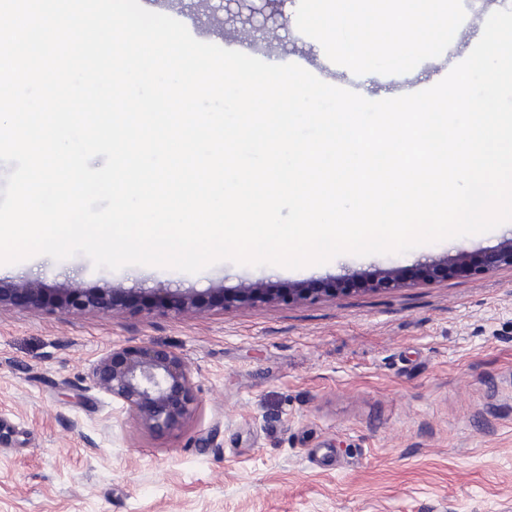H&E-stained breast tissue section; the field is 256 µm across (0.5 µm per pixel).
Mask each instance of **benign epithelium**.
Instances as JSON below:
<instances>
[{
	"mask_svg": "<svg viewBox=\"0 0 512 512\" xmlns=\"http://www.w3.org/2000/svg\"><path fill=\"white\" fill-rule=\"evenodd\" d=\"M293 0H207L206 6L227 23L252 20L262 14L287 26L288 6ZM512 267V238L497 248L480 254L459 249L442 260L412 269L391 267L368 279L347 278L330 282L275 286L255 281L245 288L228 292L221 288L220 306L224 310L263 305L304 306L327 298L350 293H380L388 290L431 284L452 277H470L501 267ZM117 288L90 293L77 283L59 290L62 308L72 314L102 309L131 314L172 311L179 316L199 317L209 306L201 297L187 291L173 301L157 296V301L142 303L116 299ZM45 297L44 288L32 280L0 283V309L3 307L38 306ZM90 384L110 396L127 411L135 424L152 433H167L181 426L199 410L195 382L185 358L177 351L149 344L124 346L106 353L94 366Z\"/></svg>",
	"mask_w": 512,
	"mask_h": 512,
	"instance_id": "7a95c632",
	"label": "benign epithelium"
}]
</instances>
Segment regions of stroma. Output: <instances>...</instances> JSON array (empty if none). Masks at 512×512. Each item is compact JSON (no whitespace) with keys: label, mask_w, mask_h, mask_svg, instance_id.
<instances>
[{"label":"stroma","mask_w":512,"mask_h":512,"mask_svg":"<svg viewBox=\"0 0 512 512\" xmlns=\"http://www.w3.org/2000/svg\"><path fill=\"white\" fill-rule=\"evenodd\" d=\"M281 36L272 61L335 78L296 23ZM442 71L425 60L346 86L366 98L374 84L424 90ZM511 236L507 222L403 254L298 269L225 260L196 274L38 255L0 280L206 297L259 279L373 277ZM141 343L182 353L196 383L199 416L165 434L135 431L90 386L105 353ZM0 512H512V268L196 318L1 311Z\"/></svg>","instance_id":"35a3bbf8"}]
</instances>
